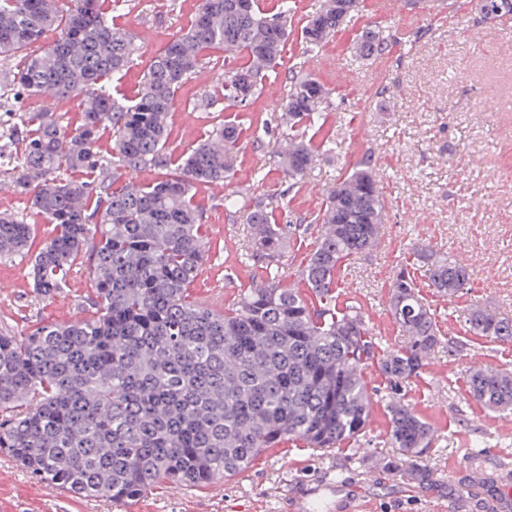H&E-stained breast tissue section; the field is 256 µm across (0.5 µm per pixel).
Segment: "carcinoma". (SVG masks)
Instances as JSON below:
<instances>
[{
    "mask_svg": "<svg viewBox=\"0 0 512 512\" xmlns=\"http://www.w3.org/2000/svg\"><path fill=\"white\" fill-rule=\"evenodd\" d=\"M345 20L336 0H321L302 29L309 51ZM48 31L57 32L42 44ZM288 39V0L262 12L256 0H199L188 29L154 55L137 94L113 95L137 57L134 37L109 20L101 0H0V57L21 65L4 86L51 105L34 118L17 114L25 134L21 154L6 156L18 189L54 234L35 251L34 225L0 213V260L28 261L35 293L58 294L85 256L95 284L94 316L48 322L26 334L0 332V452L42 482L89 500H133L164 482L196 487L251 466L288 439L329 451L362 434L374 392L364 376L377 360L392 392H404L442 344L434 314L410 273L391 281L390 314L408 343L376 355L361 310H336V277L345 262L379 244L383 213L379 185L364 158L327 196L314 221L316 247L298 276L310 295L282 285L288 237L299 224H274L266 203L249 190L224 195V210L245 215L247 258L274 276L245 291L222 313L188 300L208 260L201 232L200 188L230 180L236 128L220 125L176 159L167 151L170 114L184 84L212 50L241 53L245 62L224 76V100L245 108L258 92L261 67L279 64ZM373 30L353 49L362 59L385 52ZM94 96L75 126L53 106ZM329 90L308 75L290 81L276 116L271 157L300 184L319 158L336 153L328 138L313 142L325 121ZM112 146L102 152V131ZM164 171L151 183L113 188L121 173ZM103 173L85 181L75 173ZM430 287L453 298L470 287L471 271L429 247L415 251ZM476 336L512 341V317L468 310ZM471 397L512 414V371L469 373ZM399 473L418 472L434 441L433 427L405 403L389 408Z\"/></svg>",
    "mask_w": 512,
    "mask_h": 512,
    "instance_id": "1",
    "label": "carcinoma"
}]
</instances>
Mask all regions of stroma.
<instances>
[{"label":"stroma","instance_id":"1","mask_svg":"<svg viewBox=\"0 0 512 512\" xmlns=\"http://www.w3.org/2000/svg\"><path fill=\"white\" fill-rule=\"evenodd\" d=\"M484 0H460L438 16L410 5L408 13L379 11L375 0L348 18L317 54H309L301 30L320 0H290L283 64L268 71L249 107L222 98L224 76L243 56L211 52L204 69L211 79L192 77L179 92L169 120L168 149L179 156L211 138L220 124L239 132L238 162L225 192L250 189L263 198L275 223H299L324 205L337 181L363 157H371L381 184L384 223L379 246L352 258L336 285L338 307H360L379 350L401 348L407 339L388 309L389 284L398 266L413 262L427 245L454 257L472 272L470 288L456 299L419 279L443 337L460 341L456 355L441 348L409 384L404 401L435 430L423 462L425 479L399 486L390 479L396 450L388 427L393 396L377 365L364 374L375 391L363 433L328 452L288 440L268 449L236 475L204 487L156 485L138 500L139 512H287L292 487L325 482L362 483L367 512H512L500 490L512 486V415L474 401L471 367L512 369V342H492L468 330L473 307L512 317V11L486 16ZM197 0H110L113 22L130 30L139 47L136 65L110 83L114 94L134 97L142 68L176 33L186 30ZM382 30L392 50L368 60L355 58L353 43L366 28ZM300 63L331 89L322 136L336 143L334 158L318 160L292 188L270 158L263 132L281 111L288 67ZM202 232L209 258L190 287L191 300L208 303L215 283L232 278L218 311L236 307L241 294L270 276L246 260L247 225L229 216L219 199L200 189ZM0 211L26 218L36 242L54 230L0 173ZM94 283L86 270L71 277L60 294L38 297L27 262L0 260V330L23 334L42 321L78 322L92 314ZM32 478L0 453V512H126L122 503L87 500L71 493L48 496Z\"/></svg>","mask_w":512,"mask_h":512}]
</instances>
